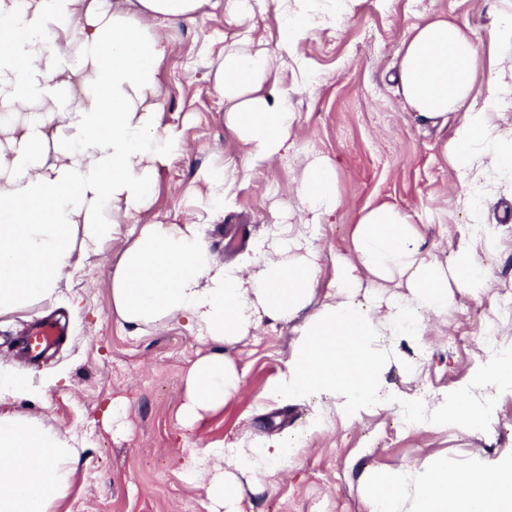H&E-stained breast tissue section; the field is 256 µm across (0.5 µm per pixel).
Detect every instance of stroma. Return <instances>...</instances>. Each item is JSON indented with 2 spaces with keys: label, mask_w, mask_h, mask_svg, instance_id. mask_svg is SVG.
Masks as SVG:
<instances>
[{
  "label": "stroma",
  "mask_w": 512,
  "mask_h": 512,
  "mask_svg": "<svg viewBox=\"0 0 512 512\" xmlns=\"http://www.w3.org/2000/svg\"><path fill=\"white\" fill-rule=\"evenodd\" d=\"M512 0H358L351 14L334 26L309 29L299 53L288 52L278 37L273 12L255 15V34L278 58L276 89L287 91L297 115L293 146L273 166L240 172L230 205L214 214L203 238L215 260L234 262L262 238L273 218L290 222L302 209L296 192L301 169L297 153L330 161L336 168L342 205L323 221L322 247L314 300L330 293L337 254L351 246L350 234L361 210L388 202L416 214L423 248L445 263L468 234L470 216L458 202L461 187L444 152L457 123L425 124L405 111L389 76L395 51L422 14L443 11L449 21L467 23L480 41L475 93L463 111L480 107L491 55L512 67V37L491 44L497 11ZM172 49L161 66L164 123L177 126L184 149L159 178L155 198L141 223H182L207 205L204 175L237 156L224 124V101L206 77L235 31L223 10L196 21L163 25ZM501 231L486 249V275L494 295L512 292V196L502 195ZM130 225L102 253L75 266L68 285L53 304L0 318V368L16 372L39 389L37 401L13 407L45 425L74 436L80 465L58 512H210V503L193 473L190 456L216 446L238 448L264 438L308 430L306 445L285 471L246 492L247 512H365L366 472L411 468L437 457L465 466L477 458L512 456V393L492 388L474 391L473 403L491 400L496 420L483 433L443 428H407L399 403L420 400L426 410L443 406L450 391L467 385L484 354L474 337L477 326L498 316L501 334L512 345V312L496 303L455 295L448 308L446 333L427 335L426 350L400 342V350L419 365L408 376L400 362L385 365L379 384L395 399L389 409L367 412L353 423L330 414L325 427L309 429L316 403L274 396L288 372L292 346L307 319L287 324L263 322L232 351L243 371L239 394L194 427L181 424L180 407L188 368L210 352L186 320L135 331L112 307V272L127 244ZM50 318L64 327L49 359L31 364L20 355L21 340L38 321ZM118 407L106 416L108 407Z\"/></svg>",
  "instance_id": "obj_1"
}]
</instances>
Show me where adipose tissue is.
<instances>
[{"instance_id": "1", "label": "adipose tissue", "mask_w": 512, "mask_h": 512, "mask_svg": "<svg viewBox=\"0 0 512 512\" xmlns=\"http://www.w3.org/2000/svg\"><path fill=\"white\" fill-rule=\"evenodd\" d=\"M278 0L280 41L298 49L307 30L346 15L355 0ZM223 9L239 30L210 76L224 100V124L243 163L269 164L290 147L296 114L270 84L276 56L244 18L266 0H0V317L52 300L72 268L98 256L119 225L133 224L112 274L117 317L137 327L186 319L212 353L189 368L182 422L193 426L223 408L242 376L229 348L263 321L309 317L292 349L286 397L315 398L313 427L332 410L354 419L381 406V367L394 359L380 341L390 332L421 343L424 315L447 318L454 293L488 296L484 222L496 190L512 186V80L490 70L481 108L462 111L479 63L476 33L432 12L413 24L398 51L404 109L436 122L458 114L444 151L472 217L452 264L422 249L411 214L366 206L351 233L353 255L336 262L334 292L313 306L319 251L291 225L274 222L251 252L231 265L208 252L198 213L180 224H142L160 172L184 149L163 124L158 73L169 41L158 24ZM297 193L312 227L341 205L328 161H304ZM36 399L25 378L0 371V512H57L78 461L77 442L38 418L8 408ZM452 391L425 426L456 419L480 431L489 404ZM302 438L248 448H211L192 469L211 512H243L244 484L274 475L298 455ZM367 512H512V459L452 467L435 459L367 476Z\"/></svg>"}]
</instances>
